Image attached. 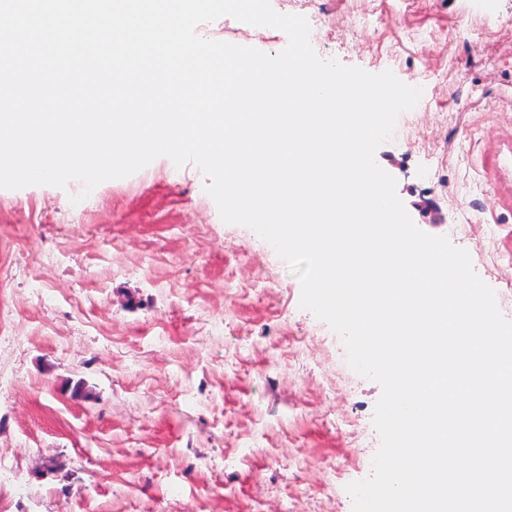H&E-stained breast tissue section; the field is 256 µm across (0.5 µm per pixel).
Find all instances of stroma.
<instances>
[{
    "label": "stroma",
    "mask_w": 512,
    "mask_h": 512,
    "mask_svg": "<svg viewBox=\"0 0 512 512\" xmlns=\"http://www.w3.org/2000/svg\"><path fill=\"white\" fill-rule=\"evenodd\" d=\"M281 14L379 22L324 59L422 88L378 165L423 232L469 252L505 308L512 280V0H271ZM192 164L66 188L0 189V261L22 348L0 346L7 512H352L353 427L371 448L380 385L301 308L252 229L225 223ZM53 253V264L43 257ZM85 382L92 399H73ZM345 483L331 485L332 471Z\"/></svg>",
    "instance_id": "obj_1"
}]
</instances>
